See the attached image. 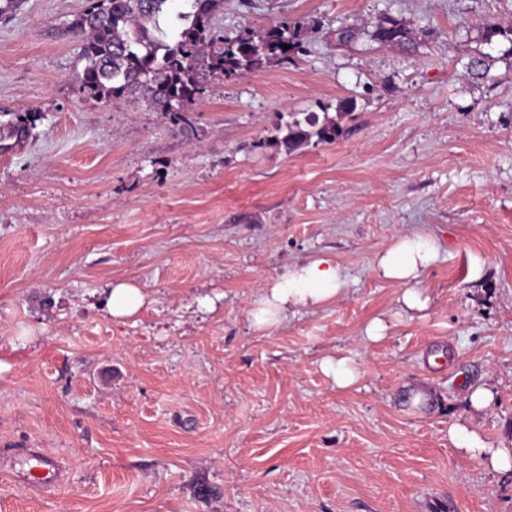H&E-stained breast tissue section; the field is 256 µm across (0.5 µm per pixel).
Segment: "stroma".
Returning a JSON list of instances; mask_svg holds the SVG:
<instances>
[{
	"mask_svg": "<svg viewBox=\"0 0 512 512\" xmlns=\"http://www.w3.org/2000/svg\"><path fill=\"white\" fill-rule=\"evenodd\" d=\"M88 5L0 17V512H512V470L448 435L512 448V39L480 38L512 0H222L225 34L305 50L209 79L185 126L80 92ZM387 18L412 47L372 40ZM302 112L343 135L286 152ZM413 233L441 244L421 310L373 270ZM323 256L341 296L252 324ZM118 283L145 295L122 319ZM31 450L56 486L23 483ZM144 299L141 288L129 283H118L112 286L108 308L114 318L129 317L141 308ZM449 435L456 448L463 450L470 458L487 460L497 471L512 469L511 455L505 448L487 447L473 431L461 425H453Z\"/></svg>",
	"mask_w": 512,
	"mask_h": 512,
	"instance_id": "35a3bbf8",
	"label": "stroma"
}]
</instances>
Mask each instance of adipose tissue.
Instances as JSON below:
<instances>
[{"mask_svg":"<svg viewBox=\"0 0 512 512\" xmlns=\"http://www.w3.org/2000/svg\"><path fill=\"white\" fill-rule=\"evenodd\" d=\"M439 256L440 246L433 237L405 235L376 256L374 270L378 276L403 286L400 300L406 307L421 309L426 305L420 289L422 277ZM345 284L342 268L332 259L320 257L289 265L255 300L250 311L251 321L262 327L280 324L335 300L343 293ZM449 435L456 448L469 457L486 460L497 471L512 469L511 452L488 447L467 427L452 426Z\"/></svg>","mask_w":512,"mask_h":512,"instance_id":"1","label":"adipose tissue"}]
</instances>
